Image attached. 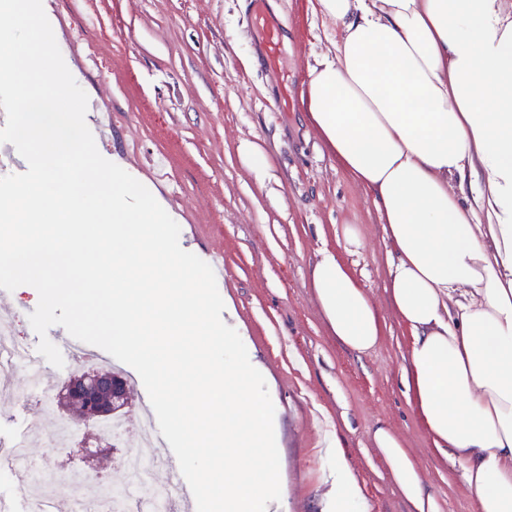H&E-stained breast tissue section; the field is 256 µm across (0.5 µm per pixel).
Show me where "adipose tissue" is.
<instances>
[{"mask_svg":"<svg viewBox=\"0 0 512 512\" xmlns=\"http://www.w3.org/2000/svg\"><path fill=\"white\" fill-rule=\"evenodd\" d=\"M335 31L301 96L392 245L388 292L411 329L408 385L476 512H512V6L506 0H313ZM337 341L365 353L379 312L324 249L310 269ZM373 442L411 512H440L402 440ZM331 495L365 512L340 439Z\"/></svg>","mask_w":512,"mask_h":512,"instance_id":"ef3b65f1","label":"adipose tissue"}]
</instances>
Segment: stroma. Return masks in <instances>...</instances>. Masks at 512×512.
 Returning a JSON list of instances; mask_svg holds the SVG:
<instances>
[{
  "instance_id": "obj_1",
  "label": "stroma",
  "mask_w": 512,
  "mask_h": 512,
  "mask_svg": "<svg viewBox=\"0 0 512 512\" xmlns=\"http://www.w3.org/2000/svg\"><path fill=\"white\" fill-rule=\"evenodd\" d=\"M64 61L88 96L86 123L100 154L145 185L180 227L184 250L224 253L218 281L238 331L262 370L280 432V501L269 512H331L324 439L346 450L366 512H411L372 441L395 432L416 458L441 512H474L459 464L436 448L406 383L410 329L387 291L391 247L370 196L340 168L301 104L275 109L278 76L262 71L248 27V0H42ZM301 42H287L282 67L296 91L330 48L309 0H273ZM267 160L257 174L247 149ZM356 225L364 246L344 240ZM337 253L377 306L383 327L369 353L333 336L310 268ZM131 379L122 447L50 407L38 394L0 397V437L22 434L31 459L62 478L115 481L141 432L147 391ZM73 427L69 446L44 450L48 420Z\"/></svg>"
}]
</instances>
